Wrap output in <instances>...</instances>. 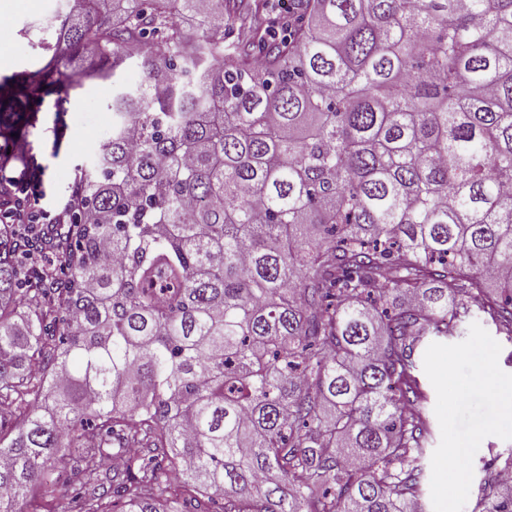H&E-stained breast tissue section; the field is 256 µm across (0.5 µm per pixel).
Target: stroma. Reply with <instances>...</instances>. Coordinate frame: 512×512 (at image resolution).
<instances>
[{
	"label": "stroma",
	"instance_id": "1",
	"mask_svg": "<svg viewBox=\"0 0 512 512\" xmlns=\"http://www.w3.org/2000/svg\"><path fill=\"white\" fill-rule=\"evenodd\" d=\"M65 0H0V83H7L9 98L0 109V148L9 146L12 129L25 128V167L33 173L30 191L38 212H54L68 193L74 167L90 162L93 145L112 126V83L85 79L67 88L65 76L46 75L39 100L25 93L24 79L46 61L42 42L53 40L50 21Z\"/></svg>",
	"mask_w": 512,
	"mask_h": 512
}]
</instances>
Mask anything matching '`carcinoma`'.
<instances>
[{
    "instance_id": "1",
    "label": "carcinoma",
    "mask_w": 512,
    "mask_h": 512,
    "mask_svg": "<svg viewBox=\"0 0 512 512\" xmlns=\"http://www.w3.org/2000/svg\"><path fill=\"white\" fill-rule=\"evenodd\" d=\"M125 2L68 0L49 63L139 83L0 224V512L54 473L68 512H418L416 350L512 337V0H296L271 41L267 0Z\"/></svg>"
}]
</instances>
